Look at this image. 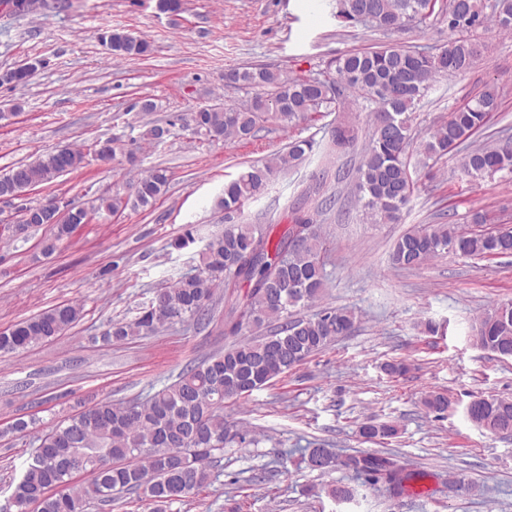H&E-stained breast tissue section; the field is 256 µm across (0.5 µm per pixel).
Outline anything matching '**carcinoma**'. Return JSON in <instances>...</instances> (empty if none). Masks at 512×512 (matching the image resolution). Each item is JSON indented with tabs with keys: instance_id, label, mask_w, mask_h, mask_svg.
Wrapping results in <instances>:
<instances>
[{
	"instance_id": "obj_1",
	"label": "carcinoma",
	"mask_w": 512,
	"mask_h": 512,
	"mask_svg": "<svg viewBox=\"0 0 512 512\" xmlns=\"http://www.w3.org/2000/svg\"><path fill=\"white\" fill-rule=\"evenodd\" d=\"M337 14L347 21L365 18L364 24L387 31L405 23L430 17L447 21L450 38L444 49L409 50L381 46L352 52L327 65L336 77H288L265 66L232 69L229 82L254 90L244 107H206L179 114L165 125L154 124L147 137L159 144L175 134L176 127L217 142H244L256 136L266 122L290 128L312 122L332 112L347 111L348 93L361 100V109L373 115L368 137L349 119L324 126L320 140L296 138L288 150L261 164L252 165L224 184L217 200L224 210V232L210 238L197 252L195 273L178 277L161 289L140 315L117 320L102 333L104 343L121 342L133 336L158 334L175 321L199 322L213 313L215 289H224V335L237 336L230 348L184 369L177 380L142 402L132 404L98 400L71 414L39 438V445L8 504L0 512H83L90 500L105 506L116 492L131 491L164 512L209 484V460L232 443H245L243 432L224 421V402L251 393L288 372L307 357L321 351L355 326L357 316L348 309L325 307L308 318L292 317V309L315 302L325 286L320 257V225L314 215L294 207L288 224L277 236L273 227L238 224L244 204L260 195L279 172L305 159L321 161L313 183L305 193H318L326 185L331 159L350 153L360 155L356 168L355 194L371 216L381 221L398 219L413 191L408 147L411 111L439 77L468 70L481 46L472 32L492 20L512 33V0H337ZM112 55L138 58L148 55L150 43L128 32L108 30L102 34ZM42 62L34 60L0 74V84L24 86ZM499 109L498 94L488 89L451 113L422 144L427 156H442L448 146L459 147L477 134ZM85 154L79 149H54L31 163H19L0 175V194L21 195L54 184L58 178L82 167ZM464 171L472 177L498 172L512 173V144L477 147L463 158ZM164 168L148 171L137 182L131 198L99 196L98 208L113 213L128 207L146 208L167 189ZM86 216L52 220L44 215L37 224L52 227L42 243V252L54 253ZM464 256L512 254V230L471 234L450 232L448 225L414 229L397 242L391 260L401 268L418 266L442 250ZM83 309L63 303L0 331V353L23 351L47 342L76 324ZM276 323L261 338L244 331L265 323ZM475 343L501 357H512V302L497 306L473 326ZM426 409L443 418L452 407L447 396L431 392L423 400ZM468 419L491 433L512 426V399L474 398L466 408ZM367 438L397 434L389 423L362 424ZM78 451L88 458L85 473L91 479L77 485L64 471L70 455ZM319 457L318 470L338 465L353 470L367 485L386 483L395 495L405 493L412 482L427 476L423 471L403 468L391 474L393 458L384 454L352 456L341 463L325 448L310 451L307 462Z\"/></svg>"
}]
</instances>
